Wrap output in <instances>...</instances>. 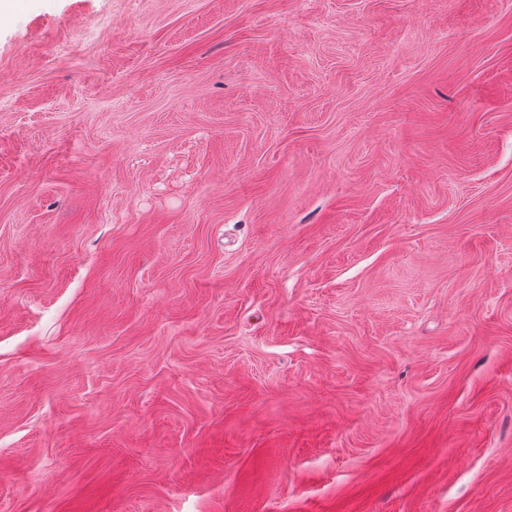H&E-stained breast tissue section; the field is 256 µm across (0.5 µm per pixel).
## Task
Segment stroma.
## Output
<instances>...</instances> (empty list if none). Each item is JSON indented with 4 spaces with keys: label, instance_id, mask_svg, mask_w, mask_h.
I'll return each mask as SVG.
<instances>
[{
    "label": "stroma",
    "instance_id": "obj_1",
    "mask_svg": "<svg viewBox=\"0 0 512 512\" xmlns=\"http://www.w3.org/2000/svg\"><path fill=\"white\" fill-rule=\"evenodd\" d=\"M0 512H512V0L0 9Z\"/></svg>",
    "mask_w": 512,
    "mask_h": 512
}]
</instances>
